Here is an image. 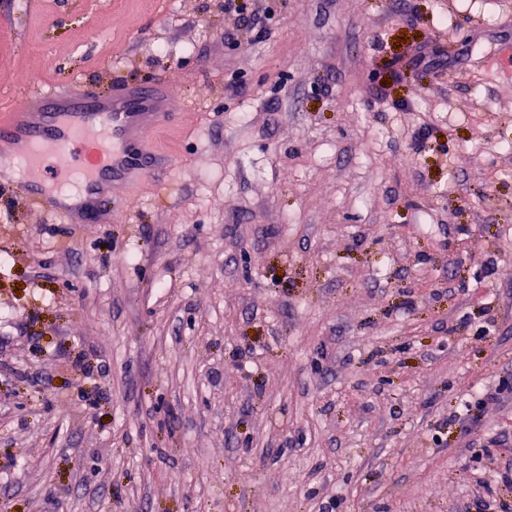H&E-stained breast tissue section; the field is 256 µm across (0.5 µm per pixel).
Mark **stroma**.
Returning <instances> with one entry per match:
<instances>
[{
  "label": "stroma",
  "instance_id": "35a3bbf8",
  "mask_svg": "<svg viewBox=\"0 0 512 512\" xmlns=\"http://www.w3.org/2000/svg\"><path fill=\"white\" fill-rule=\"evenodd\" d=\"M262 4L0 0V113L182 102L91 221L0 191V512H512V0ZM257 2L260 0H224V16L233 17L235 21L244 24H263L267 8L261 11Z\"/></svg>",
  "mask_w": 512,
  "mask_h": 512
}]
</instances>
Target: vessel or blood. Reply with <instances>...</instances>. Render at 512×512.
<instances>
[{
	"label": "vessel or blood",
	"instance_id": "1",
	"mask_svg": "<svg viewBox=\"0 0 512 512\" xmlns=\"http://www.w3.org/2000/svg\"><path fill=\"white\" fill-rule=\"evenodd\" d=\"M177 107L176 92L164 84L127 85L110 95L79 84L34 91L0 115V162L23 173L35 205L73 223L129 181L173 170V154L147 149L144 140ZM49 167L72 184V197L40 187Z\"/></svg>",
	"mask_w": 512,
	"mask_h": 512
}]
</instances>
